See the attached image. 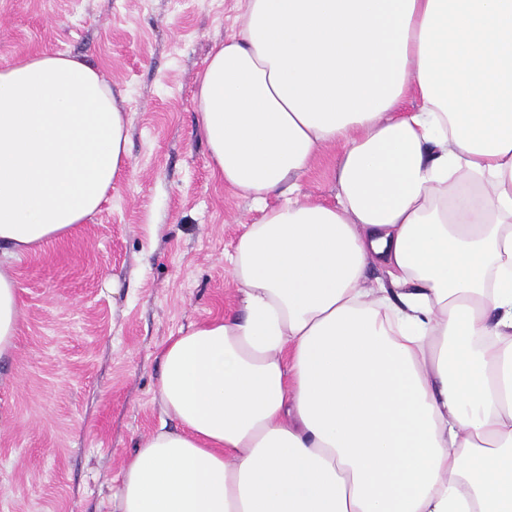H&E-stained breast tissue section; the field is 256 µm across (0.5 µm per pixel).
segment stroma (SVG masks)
<instances>
[{"label": "stroma", "mask_w": 512, "mask_h": 512, "mask_svg": "<svg viewBox=\"0 0 512 512\" xmlns=\"http://www.w3.org/2000/svg\"><path fill=\"white\" fill-rule=\"evenodd\" d=\"M238 0H0V64L37 50L96 67L131 116L130 166L101 211L20 256L21 327L0 356V512H110L113 480L159 425L160 351L236 308L226 257L250 202L208 166L193 102ZM340 147L299 180L332 203Z\"/></svg>", "instance_id": "stroma-1"}]
</instances>
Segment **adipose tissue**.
I'll return each instance as SVG.
<instances>
[{
  "label": "adipose tissue",
  "mask_w": 512,
  "mask_h": 512,
  "mask_svg": "<svg viewBox=\"0 0 512 512\" xmlns=\"http://www.w3.org/2000/svg\"><path fill=\"white\" fill-rule=\"evenodd\" d=\"M195 103L261 218L237 314L164 343L112 512H512V0H244ZM129 127L77 57L0 66V355L11 258L100 211ZM336 144V203L300 194Z\"/></svg>",
  "instance_id": "adipose-tissue-1"
}]
</instances>
